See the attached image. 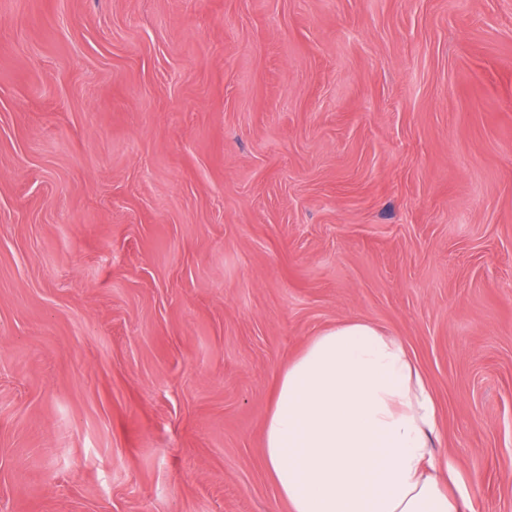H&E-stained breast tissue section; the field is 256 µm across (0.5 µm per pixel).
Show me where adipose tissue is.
Listing matches in <instances>:
<instances>
[{
    "label": "adipose tissue",
    "mask_w": 512,
    "mask_h": 512,
    "mask_svg": "<svg viewBox=\"0 0 512 512\" xmlns=\"http://www.w3.org/2000/svg\"><path fill=\"white\" fill-rule=\"evenodd\" d=\"M427 376L404 343L352 319L313 337L281 372L263 457L290 512H471Z\"/></svg>",
    "instance_id": "obj_1"
}]
</instances>
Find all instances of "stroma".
Returning a JSON list of instances; mask_svg holds the SVG:
<instances>
[{
  "mask_svg": "<svg viewBox=\"0 0 512 512\" xmlns=\"http://www.w3.org/2000/svg\"><path fill=\"white\" fill-rule=\"evenodd\" d=\"M355 318L512 512V0H0V512H289Z\"/></svg>",
  "mask_w": 512,
  "mask_h": 512,
  "instance_id": "stroma-1",
  "label": "stroma"
}]
</instances>
